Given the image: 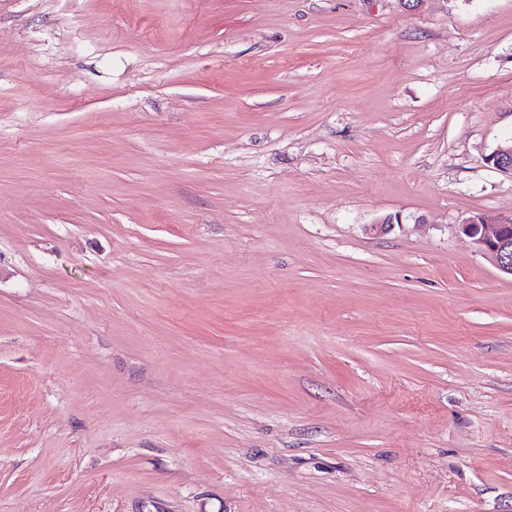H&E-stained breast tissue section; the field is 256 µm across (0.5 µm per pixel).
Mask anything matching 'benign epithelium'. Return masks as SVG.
Here are the masks:
<instances>
[{"label": "benign epithelium", "mask_w": 512, "mask_h": 512, "mask_svg": "<svg viewBox=\"0 0 512 512\" xmlns=\"http://www.w3.org/2000/svg\"><path fill=\"white\" fill-rule=\"evenodd\" d=\"M487 161L495 169L512 175V142L498 146ZM460 231L501 272L512 276V214H477L466 219L460 225Z\"/></svg>", "instance_id": "obj_1"}]
</instances>
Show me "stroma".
<instances>
[{
	"label": "stroma",
	"mask_w": 512,
	"mask_h": 512,
	"mask_svg": "<svg viewBox=\"0 0 512 512\" xmlns=\"http://www.w3.org/2000/svg\"><path fill=\"white\" fill-rule=\"evenodd\" d=\"M511 138L512 0H0V512H512ZM460 231L472 240L478 252L512 277V214H477L466 219Z\"/></svg>",
	"instance_id": "obj_1"
}]
</instances>
